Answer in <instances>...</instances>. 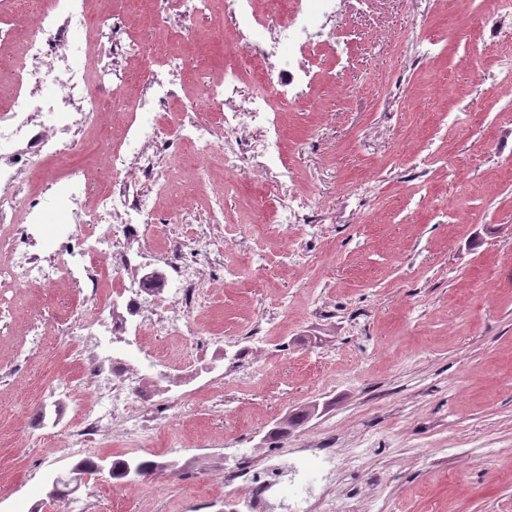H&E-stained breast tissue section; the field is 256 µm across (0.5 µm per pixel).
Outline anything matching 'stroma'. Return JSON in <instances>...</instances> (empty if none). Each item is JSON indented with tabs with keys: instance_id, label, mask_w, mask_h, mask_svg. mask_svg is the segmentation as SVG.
<instances>
[{
	"instance_id": "35a3bbf8",
	"label": "stroma",
	"mask_w": 512,
	"mask_h": 512,
	"mask_svg": "<svg viewBox=\"0 0 512 512\" xmlns=\"http://www.w3.org/2000/svg\"><path fill=\"white\" fill-rule=\"evenodd\" d=\"M167 27L185 36L171 48L193 57L181 81L196 97L224 55L212 21L172 8ZM325 29L346 35L349 62L291 57L314 78L283 116L296 188L323 201L316 223L274 224L259 176L222 179L172 223L169 196L130 161L135 189L159 197L135 250L202 232L228 247L201 324L224 332L222 382L199 379L139 447H97V471L73 484L78 459L58 440L84 394L59 416L39 386L77 365L64 331L92 307L33 285L0 314L47 328L37 345L20 327L0 338V512H224L213 469L314 444L345 455L332 512H512V89L498 85L512 20L490 0H338ZM144 460L162 467L115 496L112 463ZM57 477L70 486L52 500Z\"/></svg>"
}]
</instances>
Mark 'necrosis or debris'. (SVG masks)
<instances>
[{
    "mask_svg": "<svg viewBox=\"0 0 512 512\" xmlns=\"http://www.w3.org/2000/svg\"><path fill=\"white\" fill-rule=\"evenodd\" d=\"M88 2L0 0V15L9 17L0 25V53L17 50L25 58L55 57L45 68L15 71L10 106L0 113V305L35 282L54 285L81 278L97 285L108 276L115 289L111 306L95 308L91 316L66 331L87 353L79 381L59 374L42 386L44 396L64 402L74 384H81L86 401L80 423L62 442L77 456L90 455L114 423L122 425V441L135 444L147 431L165 428L170 420L174 406L156 401L150 374L131 359L130 332L175 334L199 353L224 344L219 334L202 337L197 325L201 308L208 305L200 291V276L203 271L224 268V252L210 238H199L190 252L172 251L162 260L143 255V262L155 267L153 280L126 281L130 247L152 224L156 212L154 199L138 193L125 180L129 155L140 154L142 173L164 183L169 172L159 164L157 152L175 145L189 148L193 184L198 189L207 188L216 162L242 176L246 170L240 162L249 159L271 174L275 195L286 200L274 215L275 223H312L320 197L296 191L279 119L310 72L299 70L286 78L275 75L274 69L285 54L303 56L319 44L323 21L336 10V0H285L286 19L277 35L254 43L252 30L266 24L255 9V0H179L195 14L221 6L236 23L237 33L225 47L223 64L205 84L209 112L200 113L188 105L174 78L184 67V55L163 53L158 39L135 45L116 41L114 54L136 57V70L146 89L134 97L125 80L113 82L112 109L126 114L124 141L116 145L105 135L89 147L73 136L72 129L77 115L100 111L103 102L95 89L104 75L90 72L83 48L70 46L67 34L85 32V48L91 49L108 26H120L123 18L118 13L92 17ZM245 83L250 91L241 104L237 96ZM42 86L51 88V95L39 94ZM250 128L260 130L261 138L243 141L242 131ZM147 143L155 144V154L142 153ZM88 147L104 162L109 180H95L88 168L73 164V157ZM38 159L54 160L66 172L64 179L52 178L47 183L55 209L63 213L55 238L46 247L57 260L48 264L29 253L32 232L12 229L21 207L31 223L40 221V200L22 195L17 183L18 170ZM90 226L98 230L92 238L81 233ZM323 469L335 471V449H301L299 464L292 471L279 467L272 453L258 461L244 459L224 474L228 489L224 512H274L286 500L297 512H330L328 492L335 481L318 480Z\"/></svg>",
    "mask_w": 512,
    "mask_h": 512,
    "instance_id": "necrosis-or-debris-1",
    "label": "necrosis or debris"
}]
</instances>
